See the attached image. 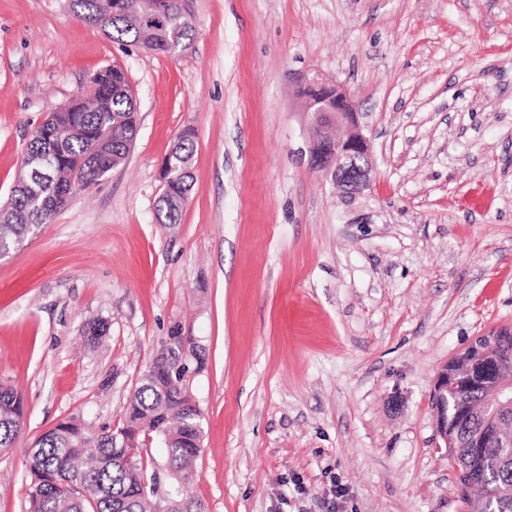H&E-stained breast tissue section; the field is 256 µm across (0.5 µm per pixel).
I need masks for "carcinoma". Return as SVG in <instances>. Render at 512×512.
<instances>
[{
	"instance_id": "obj_1",
	"label": "carcinoma",
	"mask_w": 512,
	"mask_h": 512,
	"mask_svg": "<svg viewBox=\"0 0 512 512\" xmlns=\"http://www.w3.org/2000/svg\"><path fill=\"white\" fill-rule=\"evenodd\" d=\"M73 13L108 31L126 46L144 47L145 29L139 14L156 11L169 19L167 35L155 40L152 52L166 55L191 41L194 26L183 23L178 0H71ZM136 103L125 72L116 66L90 76L87 92H79L66 107L51 115L32 133L20 174L7 202L0 207V250L8 253L50 223L75 191L89 189L119 166L137 135ZM196 132L182 129L172 157L177 168L167 175L157 201L160 224L178 223L191 189L190 167ZM50 155L52 163L35 168L26 159ZM37 185L34 193L30 186ZM494 354L512 370V329L492 331ZM174 353L143 373L129 401L122 424L96 431L70 419L43 433L28 456L31 512H206L203 502L183 499L174 487L194 477L193 463L202 451L201 418L179 384L180 374L204 368V354L181 347L182 328L171 327ZM486 337L478 336L448 369L463 361L477 364ZM496 415L482 388L457 386L448 390V457L459 469V489L470 512H512V447L496 448L482 458L465 447ZM24 403L13 389L0 390V449L14 446L22 431ZM156 429L169 431L165 467L169 492L159 491L156 471H148L146 437Z\"/></svg>"
}]
</instances>
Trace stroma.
<instances>
[{"instance_id":"1","label":"stroma","mask_w":512,"mask_h":512,"mask_svg":"<svg viewBox=\"0 0 512 512\" xmlns=\"http://www.w3.org/2000/svg\"><path fill=\"white\" fill-rule=\"evenodd\" d=\"M188 5L189 50L157 55L68 0H0L1 201L32 130L95 71L125 70L138 124L123 164L0 257V388L25 407L0 512H28L42 433L121 423L176 323L206 355L185 492L208 512H468L432 393L512 327V0ZM312 70L357 94L373 168L351 208L309 165ZM187 126L193 187L160 224Z\"/></svg>"}]
</instances>
